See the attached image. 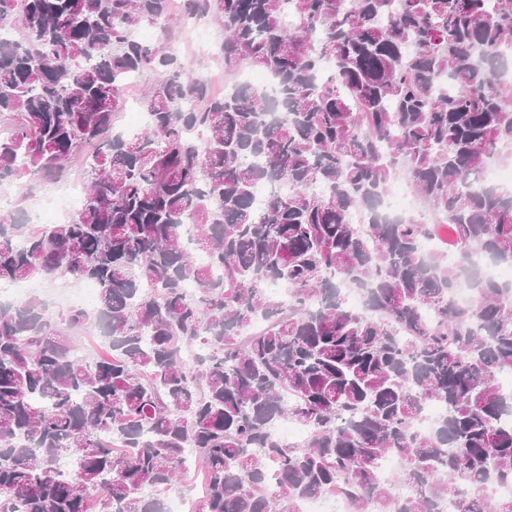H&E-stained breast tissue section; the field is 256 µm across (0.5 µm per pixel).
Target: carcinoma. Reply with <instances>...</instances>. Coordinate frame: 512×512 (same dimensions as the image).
<instances>
[{
    "instance_id": "carcinoma-1",
    "label": "carcinoma",
    "mask_w": 512,
    "mask_h": 512,
    "mask_svg": "<svg viewBox=\"0 0 512 512\" xmlns=\"http://www.w3.org/2000/svg\"><path fill=\"white\" fill-rule=\"evenodd\" d=\"M172 2L0 0L17 33L0 44V185L88 173L61 224L0 215V285L95 281L112 349L75 357L81 310L0 303V512H162L188 449L205 481L194 512H301L331 488L351 512H512L489 494L512 482V286L475 263L512 260V188L477 182L512 162V0H289L291 28L284 0H181L224 32L225 71L274 83L222 97L137 37ZM144 71L160 75L149 124L116 133ZM398 178L446 221L454 263L425 255V218L380 213ZM263 181L288 194L258 211ZM190 347L207 351L191 366ZM431 401L448 412L419 433ZM285 419L306 445L274 436Z\"/></svg>"
}]
</instances>
